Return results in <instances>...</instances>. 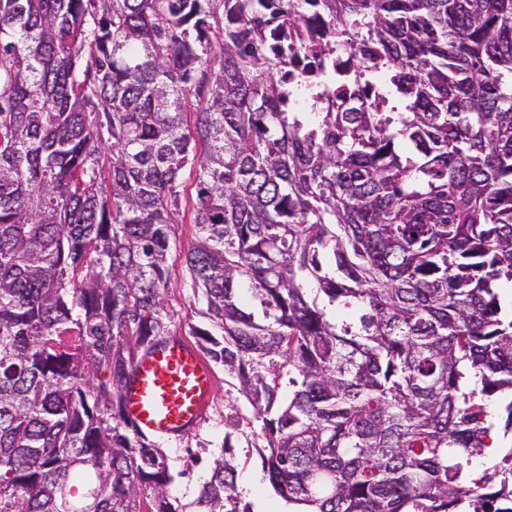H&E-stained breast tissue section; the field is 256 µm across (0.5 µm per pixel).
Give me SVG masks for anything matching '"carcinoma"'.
<instances>
[{
    "instance_id": "obj_1",
    "label": "carcinoma",
    "mask_w": 512,
    "mask_h": 512,
    "mask_svg": "<svg viewBox=\"0 0 512 512\" xmlns=\"http://www.w3.org/2000/svg\"><path fill=\"white\" fill-rule=\"evenodd\" d=\"M339 43L388 95L288 111ZM187 168L190 335L276 494L512 512V453L466 469L512 394V0H0V512H252L223 456L173 496L125 416Z\"/></svg>"
}]
</instances>
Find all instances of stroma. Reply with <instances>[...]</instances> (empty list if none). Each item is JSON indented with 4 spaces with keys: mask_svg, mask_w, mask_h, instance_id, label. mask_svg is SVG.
<instances>
[{
    "mask_svg": "<svg viewBox=\"0 0 512 512\" xmlns=\"http://www.w3.org/2000/svg\"><path fill=\"white\" fill-rule=\"evenodd\" d=\"M169 276V329L185 337L191 327L205 325V303L201 293L195 292L182 261L170 265ZM212 371L214 388L200 425L180 440L164 445L175 476L173 494L182 502H192L211 475L213 459L227 452L237 465V493L242 502L250 504L253 512H286L287 502L274 493L263 470L258 453L263 439L252 422V406L239 392L237 380L225 374L223 367L213 366Z\"/></svg>",
    "mask_w": 512,
    "mask_h": 512,
    "instance_id": "1",
    "label": "stroma"
}]
</instances>
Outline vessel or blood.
<instances>
[{
	"mask_svg": "<svg viewBox=\"0 0 512 512\" xmlns=\"http://www.w3.org/2000/svg\"><path fill=\"white\" fill-rule=\"evenodd\" d=\"M212 371L197 348L170 336L143 351L125 385L126 417L141 433L178 439L194 430L206 409Z\"/></svg>",
	"mask_w": 512,
	"mask_h": 512,
	"instance_id": "obj_1",
	"label": "vessel or blood"
}]
</instances>
